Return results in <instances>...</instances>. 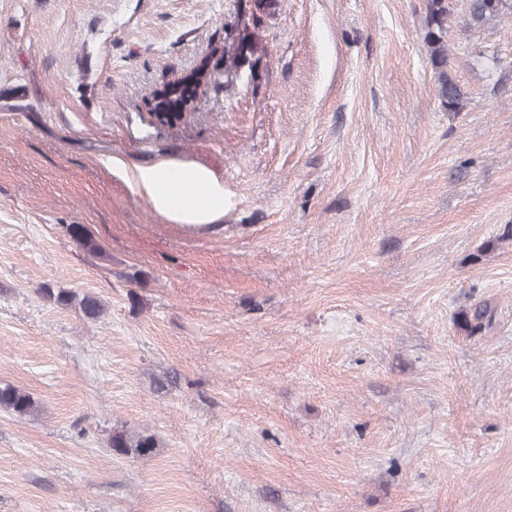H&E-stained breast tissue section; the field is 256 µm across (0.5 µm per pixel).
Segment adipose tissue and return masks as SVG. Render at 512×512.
Listing matches in <instances>:
<instances>
[{"mask_svg":"<svg viewBox=\"0 0 512 512\" xmlns=\"http://www.w3.org/2000/svg\"><path fill=\"white\" fill-rule=\"evenodd\" d=\"M126 178L171 223L212 224L224 217V184L205 168L162 160L133 167Z\"/></svg>","mask_w":512,"mask_h":512,"instance_id":"adipose-tissue-1","label":"adipose tissue"}]
</instances>
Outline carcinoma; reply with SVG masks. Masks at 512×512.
<instances>
[{"label": "carcinoma", "instance_id": "cac0c4a2", "mask_svg": "<svg viewBox=\"0 0 512 512\" xmlns=\"http://www.w3.org/2000/svg\"><path fill=\"white\" fill-rule=\"evenodd\" d=\"M276 0H256L255 11L248 20L241 22L234 29L233 54L227 57L228 68L237 72L246 68L249 73L254 69L266 53V45L260 35L262 15L270 13ZM427 14L425 17V33L423 42L431 65L436 74L437 96L441 105L450 112L459 110L464 99V92L448 69V42L446 35L453 23L457 22L467 31H478L495 27L512 15V0H466V9L457 15L452 0H426ZM66 230L70 237L93 252L96 244L88 235L83 224H68ZM37 294L44 300L57 306L79 305L83 315L91 320L104 313V304L95 296L77 295L64 289L55 290L49 285H42ZM487 315V307L477 305L462 314L461 327L473 333L482 329L483 320ZM0 409L23 417L36 410L35 401L24 389L12 385L0 386ZM109 448L117 456L143 458L151 456L158 441L154 434L146 428L122 429L112 433Z\"/></svg>", "mask_w": 512, "mask_h": 512}]
</instances>
